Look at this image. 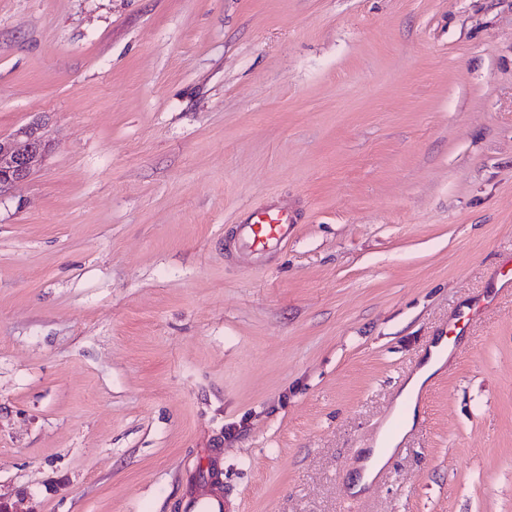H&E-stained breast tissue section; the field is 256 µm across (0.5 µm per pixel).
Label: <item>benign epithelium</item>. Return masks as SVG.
Masks as SVG:
<instances>
[{
  "label": "benign epithelium",
  "mask_w": 512,
  "mask_h": 512,
  "mask_svg": "<svg viewBox=\"0 0 512 512\" xmlns=\"http://www.w3.org/2000/svg\"><path fill=\"white\" fill-rule=\"evenodd\" d=\"M51 148L42 122L36 120L0 134V197L39 169Z\"/></svg>",
  "instance_id": "7a95c632"
}]
</instances>
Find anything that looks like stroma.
I'll list each match as a JSON object with an SVG mask.
<instances>
[{
	"label": "stroma",
	"instance_id": "1",
	"mask_svg": "<svg viewBox=\"0 0 512 512\" xmlns=\"http://www.w3.org/2000/svg\"><path fill=\"white\" fill-rule=\"evenodd\" d=\"M35 119L0 197L18 512H512V0H0V133ZM259 206L287 242L231 257ZM51 148L40 120L0 134V197L39 169ZM450 356V349L446 350L443 340L433 344L429 352L421 360L419 368L410 377L402 388L396 401L393 417L401 416V423L396 430L383 429L377 436L374 448L365 461V468L360 478L353 485L354 491H361L370 483L374 475L390 459L394 449L401 442L403 436L411 430L419 417L418 397L421 390L426 387L434 376L442 369ZM397 450V448H396ZM187 512H223L226 510L223 500L214 494L194 492L187 503Z\"/></svg>",
	"mask_w": 512,
	"mask_h": 512
}]
</instances>
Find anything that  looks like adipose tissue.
<instances>
[{"label":"adipose tissue","instance_id":"obj_1","mask_svg":"<svg viewBox=\"0 0 512 512\" xmlns=\"http://www.w3.org/2000/svg\"><path fill=\"white\" fill-rule=\"evenodd\" d=\"M449 356L450 352L446 350L444 342H436L430 347L419 368L403 386L396 401L394 413L401 418L398 428L385 429L379 433L365 462L362 475L354 484L355 490H362L370 483L379 469L389 461L403 436L414 426L419 417L418 397L422 389L442 369Z\"/></svg>","mask_w":512,"mask_h":512}]
</instances>
